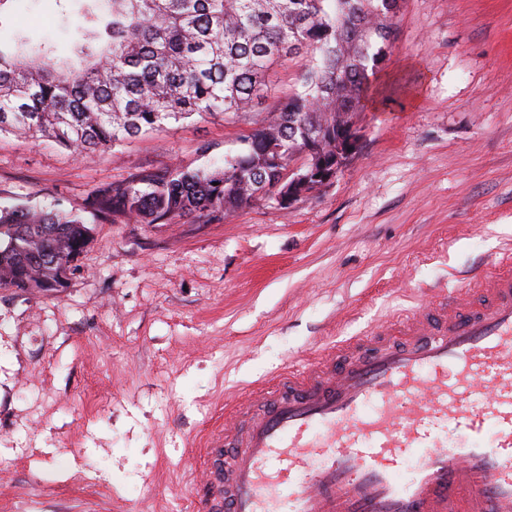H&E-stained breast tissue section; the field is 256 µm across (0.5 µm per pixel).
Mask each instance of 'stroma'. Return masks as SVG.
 Here are the masks:
<instances>
[{
	"instance_id": "1",
	"label": "stroma",
	"mask_w": 512,
	"mask_h": 512,
	"mask_svg": "<svg viewBox=\"0 0 512 512\" xmlns=\"http://www.w3.org/2000/svg\"><path fill=\"white\" fill-rule=\"evenodd\" d=\"M85 0H8L0 39L69 55ZM358 155L290 209L97 224L55 291L0 288V512H197L198 448L226 397L418 306L512 249V0H401ZM278 99L82 160L0 138V204L82 210L102 183L219 165Z\"/></svg>"
}]
</instances>
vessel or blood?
<instances>
[{
  "instance_id": "1",
  "label": "vessel or blood",
  "mask_w": 512,
  "mask_h": 512,
  "mask_svg": "<svg viewBox=\"0 0 512 512\" xmlns=\"http://www.w3.org/2000/svg\"><path fill=\"white\" fill-rule=\"evenodd\" d=\"M236 418L199 451L201 512H512V252L289 368Z\"/></svg>"
}]
</instances>
